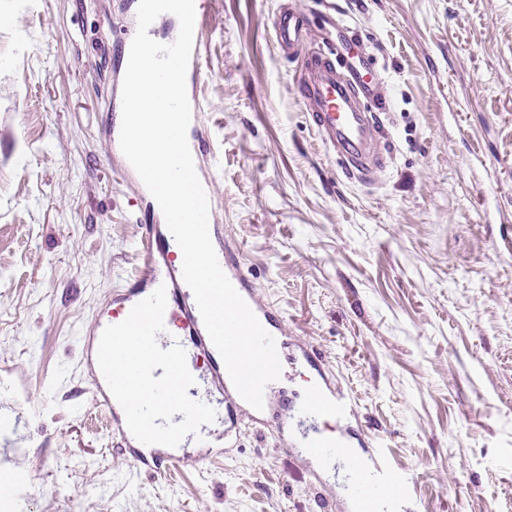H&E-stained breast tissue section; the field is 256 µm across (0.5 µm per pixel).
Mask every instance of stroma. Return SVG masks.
<instances>
[{"mask_svg":"<svg viewBox=\"0 0 512 512\" xmlns=\"http://www.w3.org/2000/svg\"><path fill=\"white\" fill-rule=\"evenodd\" d=\"M199 123L222 240L353 422L415 478L416 512H512V0H336L378 59L385 167L347 177L270 26L204 0ZM127 0H0V399L36 472L18 512H354L273 429L206 466L136 473L82 347L140 265L150 197L111 162Z\"/></svg>","mask_w":512,"mask_h":512,"instance_id":"stroma-1","label":"stroma"}]
</instances>
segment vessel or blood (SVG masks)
<instances>
[{"mask_svg":"<svg viewBox=\"0 0 512 512\" xmlns=\"http://www.w3.org/2000/svg\"><path fill=\"white\" fill-rule=\"evenodd\" d=\"M204 8H197L193 49L187 70V94L192 112H200L201 102L195 87L200 73V54L204 43ZM276 43L285 58L300 61L295 81L302 102L322 140L336 154L342 170L353 178H367L381 166V136L378 113L387 111L385 101L372 96L370 84L375 60L360 51L363 37L349 25L340 26L339 38H324L322 47L308 46L307 20L293 6L281 4L271 19ZM195 166L204 173L205 188L216 179L217 159L211 154L200 127H192L188 138ZM171 232L162 230L159 217H152L142 235L143 270L129 286L121 288L113 301L128 312L165 287L167 307L165 323L178 324V336L162 332L157 336L161 348L180 345L191 351L190 371L224 394V419L236 422L247 416L258 427L276 426L282 448L309 465L312 472L331 467L343 460L350 475V497L358 512H401L410 484L408 475L391 467L368 448L367 440L354 441L342 434L356 417L349 397L331 384L315 386L302 403L290 400L277 382L263 391V408L255 410L236 391L222 357L205 328L195 297L182 277V268L172 262ZM219 264L236 291L246 301L263 328L273 337L277 351L285 349V331L278 310L260 302L254 286L245 274L237 254L226 244L214 246ZM103 322H96L84 345V363L94 382L96 404L112 417L117 435L137 472L159 476L179 456L175 449L146 445L129 431L125 413L112 395L100 371L97 352ZM11 448H0V512H11L22 487L32 477L11 462Z\"/></svg>","mask_w":512,"mask_h":512,"instance_id":"b4317fda","label":"vessel or blood"}]
</instances>
